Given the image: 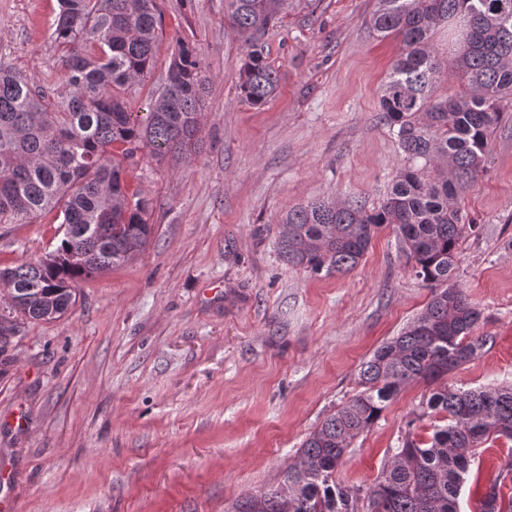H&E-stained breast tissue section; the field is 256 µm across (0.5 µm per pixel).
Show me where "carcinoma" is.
<instances>
[{
    "mask_svg": "<svg viewBox=\"0 0 512 512\" xmlns=\"http://www.w3.org/2000/svg\"><path fill=\"white\" fill-rule=\"evenodd\" d=\"M290 0H225L247 53L239 90L255 106L276 90L262 38ZM462 19L461 50L446 63L431 47L434 29ZM156 0H60L53 37L63 79L53 103L0 61V222L56 212L63 235L35 262L3 267L0 283L29 321H52L75 302V283L112 270L147 245L149 203L129 191L126 173L147 148L178 161L197 145L207 78L193 43L179 42L155 103L134 112L129 86L153 67L161 28ZM370 27L400 40L401 52L380 92L381 120L397 139L403 165L378 207L316 201L288 210L278 238L281 259L327 275L358 266L378 229H396L413 275L434 288L426 309L362 363L361 390L308 435L280 482L249 492L228 512H356L357 498L336 484L352 441L407 385L435 384L492 346L474 331L481 311L451 283L466 221L459 193L485 171L491 140L512 96V0H377ZM458 73L466 90L435 98L436 79ZM19 325L0 317V354ZM427 408L444 414L429 442L407 422L377 482L364 497L373 512H460L474 450L494 435L512 440V384L433 390ZM501 479L480 512H512Z\"/></svg>",
    "mask_w": 512,
    "mask_h": 512,
    "instance_id": "obj_1",
    "label": "carcinoma"
}]
</instances>
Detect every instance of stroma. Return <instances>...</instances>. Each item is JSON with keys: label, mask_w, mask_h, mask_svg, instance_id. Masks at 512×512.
<instances>
[{"label": "stroma", "mask_w": 512, "mask_h": 512, "mask_svg": "<svg viewBox=\"0 0 512 512\" xmlns=\"http://www.w3.org/2000/svg\"><path fill=\"white\" fill-rule=\"evenodd\" d=\"M157 7L155 65L127 97L147 111L179 40L195 43L209 78L201 148L176 168L140 153L128 181L154 234L133 261L77 283L64 316L24 320L0 293V317L21 326L0 355V512H227L279 482L309 433L358 391L362 362L432 298L390 227L345 275L277 253L289 209L378 206L402 164L379 118L400 42L369 29L375 0H293L262 39L278 86L261 107L240 95L246 48L224 0ZM58 11L59 0H0V59L39 91L62 78L50 37ZM460 206L475 229L459 244L454 283L494 343L448 384H512V121ZM58 233L51 214L0 224V267L41 258ZM432 391L415 382L390 401L354 439L337 483L372 485L407 422L428 440L441 420L425 411ZM511 450L503 438L477 448L461 512H480Z\"/></svg>", "instance_id": "stroma-1"}]
</instances>
